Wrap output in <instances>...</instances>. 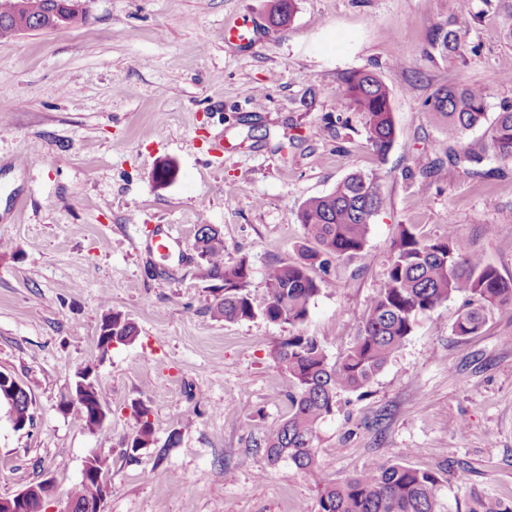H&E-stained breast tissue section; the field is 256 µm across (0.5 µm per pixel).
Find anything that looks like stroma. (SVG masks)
<instances>
[{
  "label": "stroma",
  "mask_w": 512,
  "mask_h": 512,
  "mask_svg": "<svg viewBox=\"0 0 512 512\" xmlns=\"http://www.w3.org/2000/svg\"><path fill=\"white\" fill-rule=\"evenodd\" d=\"M272 0H87L76 28L0 40V371L33 399V427L0 409V497L48 478L43 512H61L85 460L105 462V512H317L319 490L258 444L288 414V377L272 349L292 335L257 317L218 321L198 225L224 236V263L299 260L300 205L354 172L380 178L387 203L364 255L314 267L321 291L305 330L337 359L383 288L401 225L430 238L456 224L486 263L512 277V160L465 176L424 103L455 83L482 86L488 112L512 102V45L486 0H296L284 27ZM248 18L258 39L224 42ZM439 24L465 31L463 55L428 56ZM373 71L392 95L396 138L385 156L336 92ZM223 141L224 155L210 149ZM440 164L435 180L422 166ZM169 166L171 181L155 172ZM176 240L158 252V225ZM493 233H486V226ZM137 335L97 346L107 310ZM462 299L419 318L361 393L341 394L314 446L339 481L371 459L439 472L447 512L472 495L512 496V309L457 336ZM92 369L109 412L87 430L61 404ZM147 406L154 442L124 456ZM462 430H450L453 420Z\"/></svg>",
  "instance_id": "35a3bbf8"
}]
</instances>
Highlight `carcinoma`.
Returning a JSON list of instances; mask_svg holds the SVG:
<instances>
[{"label": "carcinoma", "mask_w": 512, "mask_h": 512, "mask_svg": "<svg viewBox=\"0 0 512 512\" xmlns=\"http://www.w3.org/2000/svg\"><path fill=\"white\" fill-rule=\"evenodd\" d=\"M10 5V14L0 15V26L17 17L45 19L55 0H10ZM496 9L501 35L512 43V0H497ZM294 11L295 0H275L270 19L285 26ZM464 49L459 31L445 26L433 29L428 53L448 57L461 55ZM339 99L342 110L361 113L371 147L377 155H384L396 135L386 85L371 71L353 72L343 78ZM427 106L448 136V162L463 166L468 175H482L488 157L466 148L462 139L487 120L485 90L470 84L442 87ZM488 132L495 157L512 160V102L500 104ZM386 202L380 180L360 173L348 175L331 193L303 202L298 220L315 247L304 248L300 261L269 265L259 296L247 289L252 270L246 261L224 265V237L217 228L200 224L195 233L205 275L221 281L224 288V297L210 307L213 318L240 321L260 316L296 329L271 353L274 364L288 375V416L265 428L259 447L269 464L286 461L319 486L317 512H443L441 478L432 471L373 459L341 482L326 479L314 448L318 424L334 414L341 394L369 385L412 335L419 316L462 297L465 309L453 331L458 336H476L494 309L512 307V278L485 263L454 224L434 239L422 235L416 224H403L393 244L384 288L364 315L353 344L330 361L322 343L304 331L310 305L320 293L311 270L317 263L324 264V255L364 254L371 220ZM103 318L108 320L107 334L98 337V344L135 338L136 327L123 313L109 310ZM148 413L145 407L138 411L136 431L127 442L130 458L153 444ZM98 492L95 482H80L71 492L75 512H84L83 505ZM466 512H512V498L475 497Z\"/></svg>", "instance_id": "cac0c4a2"}]
</instances>
